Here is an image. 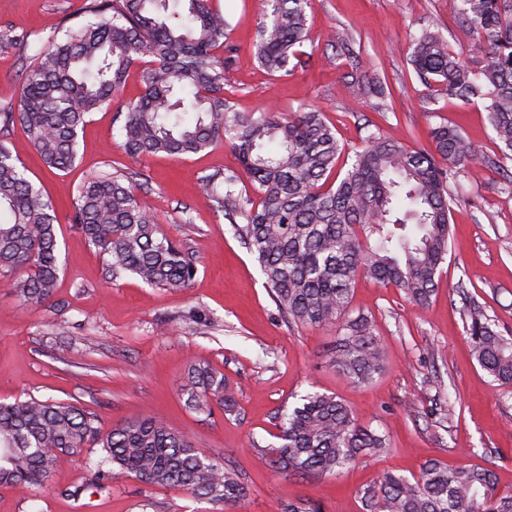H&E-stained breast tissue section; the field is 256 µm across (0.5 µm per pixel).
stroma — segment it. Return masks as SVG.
<instances>
[{
  "label": "stroma",
  "mask_w": 512,
  "mask_h": 512,
  "mask_svg": "<svg viewBox=\"0 0 512 512\" xmlns=\"http://www.w3.org/2000/svg\"><path fill=\"white\" fill-rule=\"evenodd\" d=\"M84 3L0 0V35L28 36L24 45L0 52V107L16 103L21 75L47 40L60 27L82 22ZM217 5L233 28L236 51L224 96L238 111L288 114L316 107L349 156L371 128L433 151L431 131L442 123L457 126L484 155H498L482 106L429 97L408 61L411 34L431 24L476 61L448 0H313L314 61L285 77L269 74L255 56L261 0ZM343 27L354 39L350 59L336 58L326 45ZM355 77L381 78L390 93L352 102ZM142 93L137 74H130L110 107L90 116L77 166L67 174L45 167L21 129L8 134L13 156L55 205L60 273L53 298L43 304L20 300L0 282V401L74 402L97 414L105 432L146 414L159 416L241 475L248 495L238 512H276L299 499L319 503L324 512H362L360 486L386 468L419 473L431 460L491 469L499 488L512 490V388L494 382L472 357L463 314L467 299H474L497 331L512 337V191L501 176L478 161L461 172L468 202L454 208L448 257L428 305L410 302L399 289L357 281L351 309L371 315L385 360L369 382L355 385L332 363L338 329L288 323L254 255L206 197L202 178L239 169L235 152L221 144L184 158L135 159L123 151L115 115ZM115 172L141 184L159 224L197 255L198 272L188 287H151L132 276L111 280L103 258L71 224L78 186ZM193 362L223 373L235 389L234 412L188 406L183 386ZM312 392L336 396L361 425L384 432V457L363 458L335 476L287 478L253 454L251 441L275 443L282 413ZM86 476V461L77 457L37 500L0 487V512H219L178 487L118 476L94 491L84 489Z\"/></svg>",
  "instance_id": "stroma-1"
}]
</instances>
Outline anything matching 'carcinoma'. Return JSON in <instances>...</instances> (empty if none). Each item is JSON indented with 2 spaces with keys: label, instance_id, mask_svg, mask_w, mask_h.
<instances>
[{
  "label": "carcinoma",
  "instance_id": "1",
  "mask_svg": "<svg viewBox=\"0 0 512 512\" xmlns=\"http://www.w3.org/2000/svg\"><path fill=\"white\" fill-rule=\"evenodd\" d=\"M452 2L481 65L470 66L432 25L411 38L409 61L431 94L482 105L500 143V157L488 161L497 172L512 161V0ZM310 8L311 0H265L254 48L270 74L287 76L309 65ZM84 12L87 20L39 53L19 88L18 109L0 112V130L20 127L47 167L69 171L87 118L109 106L137 71L144 92L120 128L125 153L189 156L230 145L242 173L204 176L209 200L256 256L279 312L295 323L338 327L337 372L356 384L371 380L383 348L372 318L352 315V289L365 277L428 304L448 254L451 185L476 148L448 125L432 131L434 154L376 131L342 171V148L319 110L288 118L237 112L224 98L235 46L214 0H90ZM352 44L343 29L327 40L339 56L352 55ZM351 87L357 98L384 95L379 81L355 78ZM243 174L256 197L239 188ZM70 221L105 258L114 280L131 274L148 286L184 288L198 272L195 254L162 230L125 174L85 180ZM56 222L50 199L0 141V280L26 302H47L55 291ZM465 324L477 363L493 381L512 387V338L500 335L474 303L466 307ZM185 390L198 410L236 406L224 374L205 364L189 366ZM278 439L250 446L288 477L334 475L388 448L385 434L358 424L337 397L317 392L282 415ZM90 448L100 453L88 459V487L103 490L116 475L133 476L179 487L226 512L246 497L235 470L159 418L132 419L104 432L97 415L76 403L34 396L0 403V487L42 488ZM358 496L363 512H512V492L499 490L492 470L438 462L411 477L386 471Z\"/></svg>",
  "mask_w": 512,
  "mask_h": 512
}]
</instances>
